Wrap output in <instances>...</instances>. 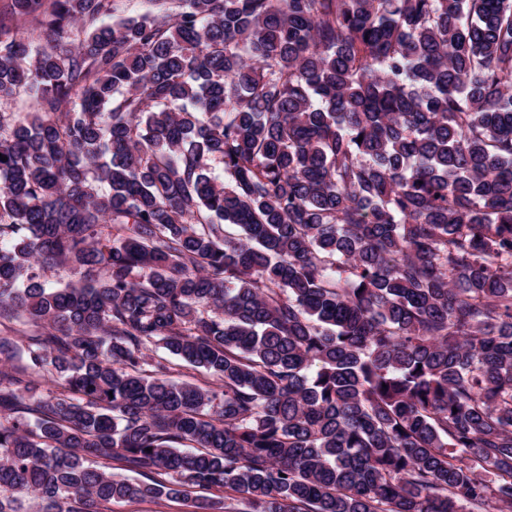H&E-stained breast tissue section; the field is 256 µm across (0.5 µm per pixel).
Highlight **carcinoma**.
<instances>
[{"label": "carcinoma", "mask_w": 512, "mask_h": 512, "mask_svg": "<svg viewBox=\"0 0 512 512\" xmlns=\"http://www.w3.org/2000/svg\"><path fill=\"white\" fill-rule=\"evenodd\" d=\"M44 2L0 21V512H512V0ZM157 355L165 357L174 368L172 378L178 381H188L204 386L209 381V376L202 369H194L189 366H181L180 362L173 357L165 355L162 350L150 352V356L157 358ZM192 508L181 501H164L160 503L144 501L140 503H115L112 512H190Z\"/></svg>", "instance_id": "1"}]
</instances>
